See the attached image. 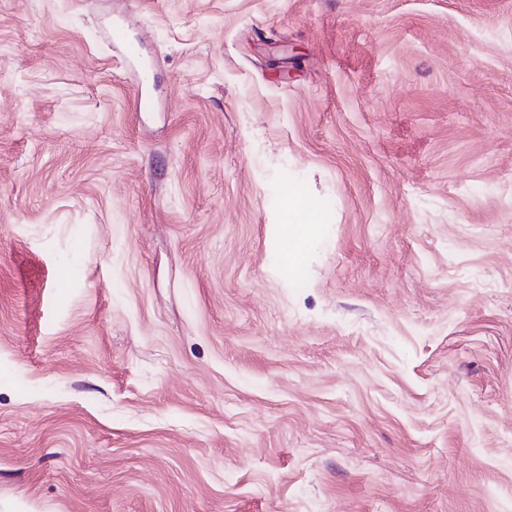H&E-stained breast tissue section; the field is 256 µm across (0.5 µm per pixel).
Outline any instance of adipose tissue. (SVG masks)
I'll return each mask as SVG.
<instances>
[{
	"instance_id": "adipose-tissue-1",
	"label": "adipose tissue",
	"mask_w": 512,
	"mask_h": 512,
	"mask_svg": "<svg viewBox=\"0 0 512 512\" xmlns=\"http://www.w3.org/2000/svg\"><path fill=\"white\" fill-rule=\"evenodd\" d=\"M282 218L281 262L294 273L301 269L309 246L320 232V217L300 190L292 187L284 197Z\"/></svg>"
}]
</instances>
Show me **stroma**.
Returning a JSON list of instances; mask_svg holds the SVG:
<instances>
[{
	"mask_svg": "<svg viewBox=\"0 0 512 512\" xmlns=\"http://www.w3.org/2000/svg\"><path fill=\"white\" fill-rule=\"evenodd\" d=\"M0 512H512V0H0ZM281 262L290 273L301 269L305 253L320 232V217L297 188L288 187L282 210Z\"/></svg>",
	"mask_w": 512,
	"mask_h": 512,
	"instance_id": "stroma-1",
	"label": "stroma"
}]
</instances>
